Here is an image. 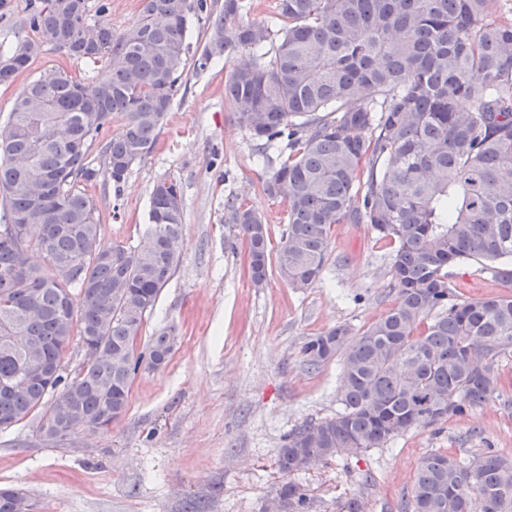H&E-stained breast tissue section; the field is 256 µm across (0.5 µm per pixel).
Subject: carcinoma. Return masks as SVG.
<instances>
[{"instance_id": "cac0c4a2", "label": "carcinoma", "mask_w": 512, "mask_h": 512, "mask_svg": "<svg viewBox=\"0 0 512 512\" xmlns=\"http://www.w3.org/2000/svg\"><path fill=\"white\" fill-rule=\"evenodd\" d=\"M499 2L278 0L269 25L239 19L240 0H141L135 23L116 33L107 0H28L26 35L0 48V86L49 50L101 68L89 80L44 69L0 124V430L35 417L50 442L79 426L103 432L127 410L139 370L168 364L174 327L143 351L138 342L179 263L181 185L153 184L150 243L138 248L101 239L81 184L120 187L154 150L188 73L225 56L234 63L224 101L257 157L268 161L284 141L290 149L262 184L287 213L279 276L293 288L315 282L336 224H368L396 243L393 307L356 336L338 325L304 343L314 369L340 357L342 411L288 434L279 468L378 448L488 403L499 378L487 344L512 348V295L461 300L448 268L479 259L512 283V10ZM192 17L204 36L194 52ZM113 116L123 130L107 140ZM227 207L260 287L267 224ZM34 252L44 266L29 264ZM75 336L87 354L68 379L58 370ZM277 495L288 512H310L299 484ZM28 510L25 495L0 497V512ZM404 512H512V457L424 456Z\"/></svg>"}]
</instances>
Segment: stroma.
<instances>
[{"mask_svg":"<svg viewBox=\"0 0 512 512\" xmlns=\"http://www.w3.org/2000/svg\"><path fill=\"white\" fill-rule=\"evenodd\" d=\"M74 75L92 64L53 52L33 60L11 87H0V122L28 81L49 66ZM230 60L187 76L166 114L156 149L120 187H93L101 236L142 244L154 182L176 178L185 224L180 262L141 336L176 329L168 365L140 370L127 411L109 429L72 431L64 444L41 441L35 420L0 432V488L24 490L32 512H264L295 480L310 512H336L363 496L368 512H399L421 458L440 451L512 456V350L498 355L502 388L489 403L438 425L416 426L378 448L340 454L288 476L276 463L285 436L341 410L340 359L308 368L307 337L339 324L366 329L392 307L395 244L366 224L335 225L324 269L312 285L289 287L269 267L255 287L248 245L229 220L227 200L251 206L277 251L287 227L283 203L261 191L272 173L258 165L255 142L224 102ZM462 299L512 293L472 259L449 271Z\"/></svg>","mask_w":512,"mask_h":512,"instance_id":"1","label":"stroma"}]
</instances>
